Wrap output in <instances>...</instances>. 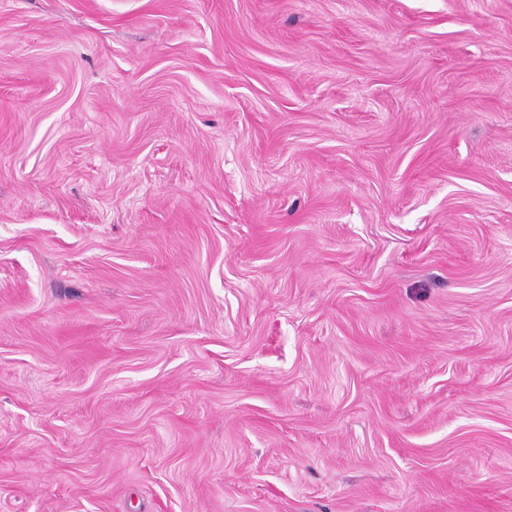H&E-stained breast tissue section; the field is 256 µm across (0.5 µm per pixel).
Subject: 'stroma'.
I'll return each instance as SVG.
<instances>
[{
    "instance_id": "1",
    "label": "stroma",
    "mask_w": 512,
    "mask_h": 512,
    "mask_svg": "<svg viewBox=\"0 0 512 512\" xmlns=\"http://www.w3.org/2000/svg\"><path fill=\"white\" fill-rule=\"evenodd\" d=\"M0 512H512V0H0Z\"/></svg>"
}]
</instances>
